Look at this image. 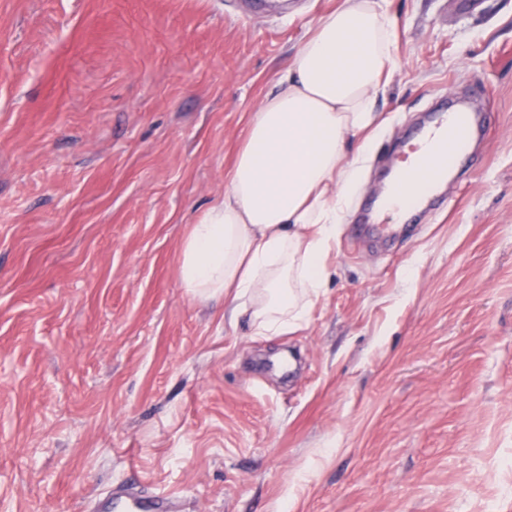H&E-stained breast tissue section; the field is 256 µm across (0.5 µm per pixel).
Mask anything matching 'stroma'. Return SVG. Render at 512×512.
Listing matches in <instances>:
<instances>
[{"label":"stroma","instance_id":"35a3bbf8","mask_svg":"<svg viewBox=\"0 0 512 512\" xmlns=\"http://www.w3.org/2000/svg\"><path fill=\"white\" fill-rule=\"evenodd\" d=\"M341 2L0 0V512L121 480L193 512H512V0H382V125L300 326L180 284L248 113ZM475 91L449 206L359 239L421 115Z\"/></svg>","mask_w":512,"mask_h":512}]
</instances>
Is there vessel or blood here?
Here are the masks:
<instances>
[{"mask_svg":"<svg viewBox=\"0 0 512 512\" xmlns=\"http://www.w3.org/2000/svg\"><path fill=\"white\" fill-rule=\"evenodd\" d=\"M484 121V115L470 103H449L430 115L418 128L391 185L387 205L394 217L406 216L432 199L449 172L471 159ZM185 504V499L171 494L115 486L92 502L86 512H175Z\"/></svg>","mask_w":512,"mask_h":512,"instance_id":"b4317fda","label":"vessel or blood"}]
</instances>
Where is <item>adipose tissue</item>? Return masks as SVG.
Here are the masks:
<instances>
[{"mask_svg": "<svg viewBox=\"0 0 512 512\" xmlns=\"http://www.w3.org/2000/svg\"><path fill=\"white\" fill-rule=\"evenodd\" d=\"M393 22L378 0H344L319 18L280 91L249 114L224 189L180 246L182 288L250 310L258 335L299 326L325 286L324 258L367 148L374 103L394 67Z\"/></svg>", "mask_w": 512, "mask_h": 512, "instance_id": "1", "label": "adipose tissue"}]
</instances>
